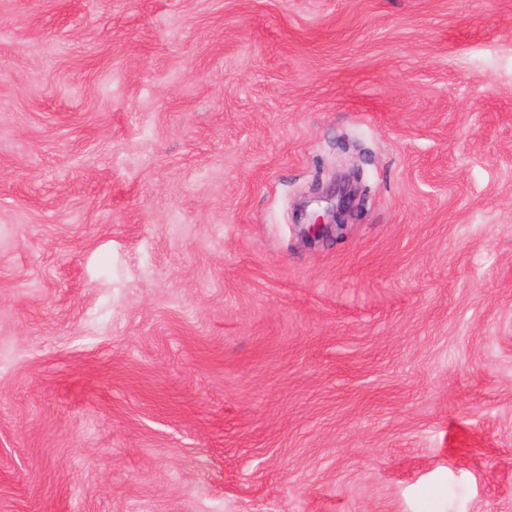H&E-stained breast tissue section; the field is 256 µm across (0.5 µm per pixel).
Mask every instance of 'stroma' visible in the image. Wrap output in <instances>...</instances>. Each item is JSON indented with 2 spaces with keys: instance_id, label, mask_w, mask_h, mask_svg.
Returning a JSON list of instances; mask_svg holds the SVG:
<instances>
[{
  "instance_id": "35a3bbf8",
  "label": "stroma",
  "mask_w": 512,
  "mask_h": 512,
  "mask_svg": "<svg viewBox=\"0 0 512 512\" xmlns=\"http://www.w3.org/2000/svg\"><path fill=\"white\" fill-rule=\"evenodd\" d=\"M0 512H512V0H0ZM332 189V191L318 197V202H326L329 206L324 209L322 214L317 211L312 213L311 221L303 225L305 226L303 228L305 235L315 238L328 233L332 226L339 228L343 225L340 222L341 210L344 209L346 200H349L350 196L355 194L356 188L350 184L349 179H340L337 183L335 180Z\"/></svg>"
}]
</instances>
